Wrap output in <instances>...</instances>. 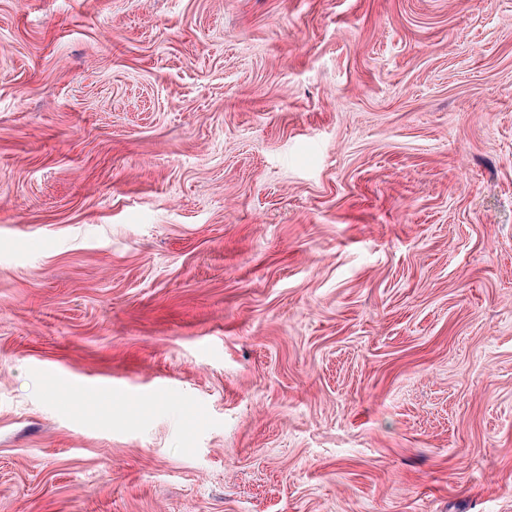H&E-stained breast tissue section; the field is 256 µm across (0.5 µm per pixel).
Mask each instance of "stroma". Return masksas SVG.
Listing matches in <instances>:
<instances>
[{
	"label": "stroma",
	"mask_w": 512,
	"mask_h": 512,
	"mask_svg": "<svg viewBox=\"0 0 512 512\" xmlns=\"http://www.w3.org/2000/svg\"><path fill=\"white\" fill-rule=\"evenodd\" d=\"M0 512H512V0H0Z\"/></svg>",
	"instance_id": "obj_1"
}]
</instances>
